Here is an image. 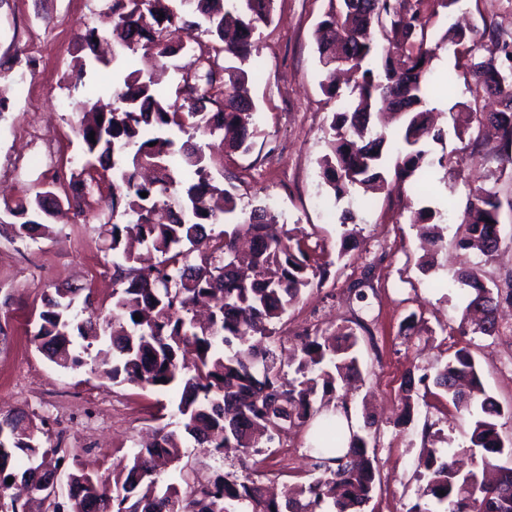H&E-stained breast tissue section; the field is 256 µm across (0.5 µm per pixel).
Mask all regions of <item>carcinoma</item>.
<instances>
[{
	"label": "carcinoma",
	"mask_w": 512,
	"mask_h": 512,
	"mask_svg": "<svg viewBox=\"0 0 512 512\" xmlns=\"http://www.w3.org/2000/svg\"><path fill=\"white\" fill-rule=\"evenodd\" d=\"M154 2L156 9L145 12L142 0H112L111 97L120 106L101 103L106 88L93 84L88 94L97 101L75 108L86 153L98 161L100 175L112 174L111 208L122 206L129 216L126 223L112 225L110 245L120 258L113 263L114 276L126 287L112 289V312L102 319L80 318L67 292L46 298L30 342L62 369H77L90 360L93 372L114 384L178 390L177 428H160L153 443L135 450L110 474L69 470L70 492L50 512H362L372 498L375 459L363 436L345 435L334 414L316 406L317 396L333 395L357 372L358 337L351 331L329 336L318 329L305 334L288 357L291 374L277 365L271 348L288 308L305 289L323 284L332 262L319 261L309 247L293 240L267 206L237 212L234 193L215 183L203 148L189 142L178 147L172 136L175 130L191 129L219 136L227 157L250 152L255 104L241 89L254 34L271 23L274 0H180L179 12L163 0ZM455 3L328 0L316 38L319 65L326 73L322 90L336 96L340 69L355 77L352 97L332 115L328 152L320 160L323 180L335 197L355 185L400 188L426 156L421 141L441 138L430 124L426 99L433 57L428 31L439 9ZM196 15L204 17L213 42L198 44L199 67L182 77L176 101L170 103L153 81L127 70L126 52L154 49L168 61L177 55L170 35L179 25L192 24ZM164 31L169 38L163 41ZM379 34L388 39L381 71L366 64ZM444 39L464 59L473 97H501L502 109L481 113L477 123L501 131L504 162L512 165V82L500 83L512 75V43L499 45L500 56L485 58L476 56L470 36L455 25ZM380 100L396 105L404 119L397 139L409 148L390 181L384 174L387 134L376 122ZM469 196L460 244L487 256L500 245L494 227L503 206L512 209V200L502 201L493 186H479ZM57 205L48 189L17 204L11 211L17 218L10 223L12 236L33 239L48 232L44 220ZM209 224H222L224 231L209 235ZM138 246L161 260L147 268L136 266ZM456 282L464 310L480 315V333L496 334L495 310L501 299L512 302V287L495 293L480 283L475 270L458 274ZM404 384L401 419L407 422L413 413L412 377H405ZM432 384L456 410L470 415L463 451L480 458L482 468L463 470L438 449H424L426 474L410 512H512V468L500 467L495 482L485 481L484 471L495 467V456L504 452L498 424L502 411L488 397L477 400L484 389L470 349H455ZM312 423L308 458L318 476L300 485L286 505L265 496L248 474L199 481L183 466L179 473L185 491L174 483L160 484L157 461L181 463L189 439L211 455L235 448L243 468L253 464L256 472V457L282 444L290 428ZM0 429L9 440V448L0 449V512H19L7 478L26 481L28 498L41 500V480L34 471L44 464L56 469L69 463L60 448L43 446L38 427L25 414L1 417ZM16 457L26 467L7 471Z\"/></svg>",
	"instance_id": "carcinoma-1"
}]
</instances>
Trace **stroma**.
<instances>
[{"instance_id":"1","label":"stroma","mask_w":512,"mask_h":512,"mask_svg":"<svg viewBox=\"0 0 512 512\" xmlns=\"http://www.w3.org/2000/svg\"><path fill=\"white\" fill-rule=\"evenodd\" d=\"M112 0H0V221L25 197L51 188L59 202L48 233L17 239L0 229V417L33 415L44 444L67 448L102 474L125 463L155 427L172 422L177 393L159 395L131 383L99 379L89 367H55L30 342L45 295L73 291L84 315L112 309V188L87 185L84 215L69 207L71 174L88 156L77 133L72 105L85 90L72 74L76 43L90 29L112 28ZM328 0H275L274 21L254 37L248 64V95L256 105L254 145L225 158L218 139L195 134L208 144L210 172L229 184L239 208L265 203L291 235L305 238L331 261L323 287L302 294L278 324L283 350L305 331L334 332L363 321L359 370L347 395L352 429L370 432L376 455V487L363 512H409L420 484L422 448L458 450L468 440L470 418L456 412L447 395L414 389L410 422L397 418L406 375L435 374L450 347L468 346L483 387L504 409L500 429L506 448L496 463L512 467V304L501 303L497 335L459 334L463 306L456 277L478 270L487 288L512 278V211L501 213V247L486 257L460 249V215L469 190L496 183L502 199L512 198V176L501 175V137L482 132L478 146L459 139L455 106L472 103L469 80L457 66L452 46L442 42L448 26L439 15L433 28L441 44L431 62V79L450 82L433 91L439 141L426 140V164L402 189L367 192L353 187L335 197L325 185L319 161L327 151L326 131L335 100L320 88L321 67L314 32ZM454 13L471 29L483 56L497 50L485 24L512 42V0H458ZM442 211V243L434 267L422 271L416 222L423 207ZM357 215L356 237L340 254L343 210ZM309 431L290 430L292 455L274 448L261 470L264 485L281 492L306 480Z\"/></svg>"}]
</instances>
